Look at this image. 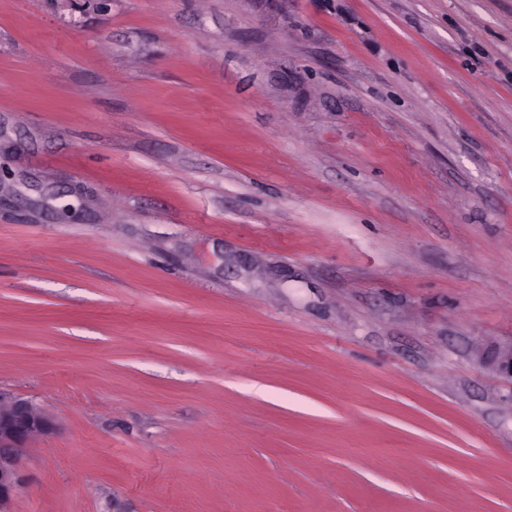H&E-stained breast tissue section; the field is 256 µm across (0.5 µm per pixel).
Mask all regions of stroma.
<instances>
[{
	"label": "stroma",
	"mask_w": 512,
	"mask_h": 512,
	"mask_svg": "<svg viewBox=\"0 0 512 512\" xmlns=\"http://www.w3.org/2000/svg\"><path fill=\"white\" fill-rule=\"evenodd\" d=\"M512 0H0L13 512H512ZM54 430L53 420L31 400L0 392V512H13L21 491L18 463L29 441Z\"/></svg>",
	"instance_id": "1"
}]
</instances>
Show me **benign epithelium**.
Masks as SVG:
<instances>
[{
	"label": "benign epithelium",
	"mask_w": 512,
	"mask_h": 512,
	"mask_svg": "<svg viewBox=\"0 0 512 512\" xmlns=\"http://www.w3.org/2000/svg\"><path fill=\"white\" fill-rule=\"evenodd\" d=\"M498 370L512 380V343L500 350ZM54 430L53 420L31 400L0 393V512H12L21 491L18 463L29 441Z\"/></svg>",
	"instance_id": "1"
}]
</instances>
